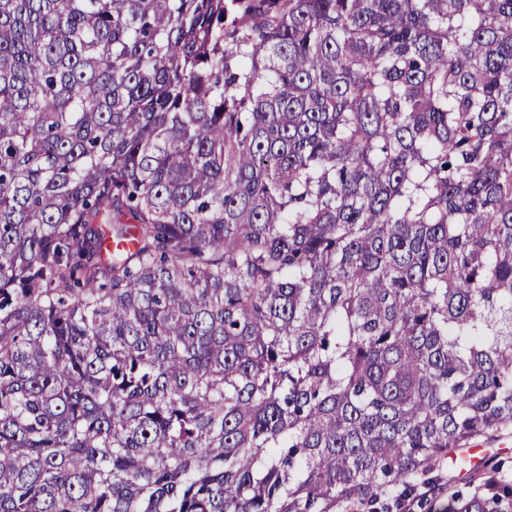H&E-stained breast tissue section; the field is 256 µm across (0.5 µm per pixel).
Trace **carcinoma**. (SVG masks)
Returning a JSON list of instances; mask_svg holds the SVG:
<instances>
[{
  "instance_id": "1",
  "label": "carcinoma",
  "mask_w": 512,
  "mask_h": 512,
  "mask_svg": "<svg viewBox=\"0 0 512 512\" xmlns=\"http://www.w3.org/2000/svg\"><path fill=\"white\" fill-rule=\"evenodd\" d=\"M509 427L512 0H0V512L387 510Z\"/></svg>"
}]
</instances>
